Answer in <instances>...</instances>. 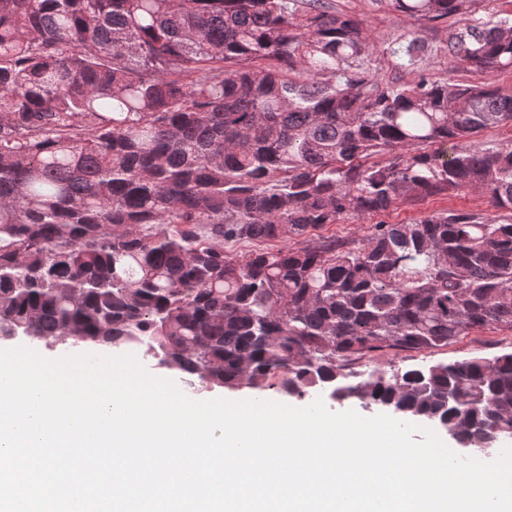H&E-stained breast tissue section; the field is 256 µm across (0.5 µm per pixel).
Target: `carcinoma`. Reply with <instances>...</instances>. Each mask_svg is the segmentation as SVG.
Returning <instances> with one entry per match:
<instances>
[{
	"mask_svg": "<svg viewBox=\"0 0 512 512\" xmlns=\"http://www.w3.org/2000/svg\"><path fill=\"white\" fill-rule=\"evenodd\" d=\"M382 2L458 19L463 69L512 71V19L482 0ZM369 49L324 0H0V341L144 345L191 387L326 392L486 456L512 440V352L394 368L512 331V143L476 144L512 92L385 86ZM449 191L507 217L306 238Z\"/></svg>",
	"mask_w": 512,
	"mask_h": 512,
	"instance_id": "cac0c4a2",
	"label": "carcinoma"
}]
</instances>
